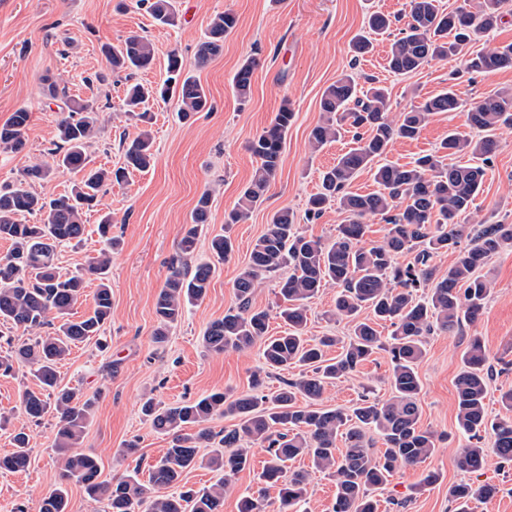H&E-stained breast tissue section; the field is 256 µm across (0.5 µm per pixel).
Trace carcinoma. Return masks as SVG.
<instances>
[{
	"instance_id": "obj_1",
	"label": "carcinoma",
	"mask_w": 512,
	"mask_h": 512,
	"mask_svg": "<svg viewBox=\"0 0 512 512\" xmlns=\"http://www.w3.org/2000/svg\"><path fill=\"white\" fill-rule=\"evenodd\" d=\"M147 6L154 21L174 26L178 16L173 0H138ZM407 22L400 37L391 44L388 68L397 75H413L432 60H451L464 47L493 31L512 10V0H483L477 14L463 7L445 11L438 0H409ZM231 13L215 16L205 39L198 45V59L205 64L224 50V36L236 26ZM392 20L375 12L368 28L376 35L390 33ZM114 73L148 70L154 62V49L143 36L128 37L121 48H102ZM465 72L485 74L512 67V43L488 45L473 51L463 61ZM256 68L253 58L241 64L233 76V89L246 102ZM364 89L346 74L330 84L320 102L321 121L308 138L312 150L334 140L339 128L352 129L354 147L342 154L321 174L320 190L310 197L307 215L319 218L332 202H337L345 219L336 236L323 241L295 228L296 218L284 208L269 220L267 231L253 245L249 259L233 283L237 304L224 317L211 322L202 336L206 351L248 350L260 346L267 374L288 369L294 364L306 372L294 380L283 381L273 397L252 392L228 396L212 393L181 405L162 407L147 399L141 407L154 429L171 436L165 455L149 470L148 483L133 475L112 482L99 480V463L77 451L91 418L94 401L82 399L79 390L59 387L56 366L70 355L73 347L100 335L112 313V290L103 283L110 264L109 237L112 216L104 215L99 224L108 248L90 259L86 268L69 276L56 268V249L79 243L84 236L83 216L94 206L102 189L126 181L130 172L145 170L154 161L150 130H139L122 141L123 165L115 168L90 166L87 152L99 130L98 110L69 94L68 88L53 80L47 90L51 99L61 102L63 117L57 125L59 145L50 152L52 162L35 165L26 179L0 186V240L11 242L10 251L0 257V320L29 335L0 356V371L7 374L14 365L35 367L39 390H29L23 398L26 418L40 420L49 411L57 417L55 447L60 455L61 480L79 482L93 501H105L111 512H220L224 493L234 477L250 465L255 442L265 444L269 456L261 479L278 488L280 512H297L308 493L309 472L288 471L287 463L299 456L309 458L312 467L327 473L336 486L331 512H377L372 493L384 486L401 466H414L429 458L439 436L420 426L419 395L421 380L418 365L425 355L427 336L452 332L463 323L476 322L491 294V286L479 271L489 258L505 247H512V224L480 223L469 227L458 217L470 212L486 176V163L495 153L496 132L512 128V92L497 91L473 103L465 111L464 129L448 131L439 147L418 156L408 165L383 161L395 139L414 140L427 120L435 114L461 111L456 93L445 90L389 120V99L385 88L373 85ZM178 94L180 115L212 107L208 90L196 78L183 72L175 52L168 56L166 77L158 87L131 84L126 89L124 106L148 122V112L140 106L149 98ZM295 117L289 101H284L275 118L249 142L248 150L257 166L242 190L235 208L224 216V223L245 221L264 201V195L280 165L288 128ZM30 112L19 108L0 125V149L19 152L24 146V130ZM469 157L464 164L448 162L452 157ZM372 172L379 190L368 194L348 190L363 171ZM68 171L82 174L72 189L47 199L31 190L29 181L46 179ZM209 193H203L191 217V226L181 237L178 249L183 254L195 251L198 226L207 223ZM38 214L40 222L25 224L21 217ZM380 217L386 234L380 243L367 242L368 221ZM211 251L225 260L234 251L230 235H217L210 241ZM456 254L448 273L437 275L433 259L442 253ZM403 253L413 254L405 264L397 261ZM283 267L288 276L280 281L284 302L280 316L288 323V333L268 335L269 314L252 307L251 300L265 276ZM215 266L204 262L193 269L174 265L154 302L157 327L155 340L161 342L168 329L183 316L185 307L203 300ZM101 280L94 295L91 314L73 319L71 311L84 293L87 278ZM336 286V318L353 324L348 339L325 336L312 344L304 337L307 304L321 288ZM368 310L370 319H360ZM59 320L55 334L40 330ZM384 321L393 327L382 340L374 324ZM340 346L334 358L324 348ZM384 350L392 365V396L382 402L361 395L349 411L318 407L326 387L358 371L376 351ZM491 372L489 355L481 340H469L463 368L455 381L456 419L467 435L459 464L478 471L485 463V447L495 449L503 463H512V389L501 394L509 415L495 420L486 410L487 386ZM303 398L306 405L298 404ZM216 415L232 416L237 423L219 432L207 427ZM382 435L387 448L380 456L371 451L369 432ZM344 438L345 448L336 446ZM14 450L0 456V470L22 471L29 465V436L19 430ZM218 442L219 450L203 458L198 448ZM205 466L223 473V478L204 491L191 489L177 494L161 490L176 485L187 469ZM492 485L474 487L460 482L450 487L454 512H468L477 496L491 498ZM67 512V489L60 485L40 498L31 508L18 512Z\"/></svg>"
}]
</instances>
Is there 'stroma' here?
I'll list each match as a JSON object with an SVG mask.
<instances>
[{"label":"stroma","instance_id":"stroma-1","mask_svg":"<svg viewBox=\"0 0 512 512\" xmlns=\"http://www.w3.org/2000/svg\"><path fill=\"white\" fill-rule=\"evenodd\" d=\"M406 3L176 0L178 24L172 28L157 25L135 0H0V124L16 109L30 113L22 152L0 151V184L16 182L28 166L49 159L61 117L46 95L49 77L64 81L71 95L99 108L100 133L88 149L93 166L121 162L120 140L135 134L136 121L123 107L128 82L124 74L110 73L102 45L121 46L132 34L146 37L154 48V63L138 74L141 82L162 81L169 54L177 53L186 72L208 89L213 105L212 111L182 120L176 98L149 101L154 166L131 172L126 182L106 187L83 217L82 244L57 249L60 274L84 268L103 246L98 233L101 217L111 215L112 233L120 239L108 273L111 318L101 336L75 347L58 367L62 385L79 388L95 401L80 450L97 457L101 480L109 482L131 473L147 480L149 467L168 448V436L155 432L141 412L146 399L177 404L216 391L238 394L248 391L253 376L260 372L258 349L228 348L211 354L202 347L201 336L209 323L235 306L233 282L275 211L290 209L299 231L325 240L342 223L344 215L335 206L319 218L305 217L308 198L319 190L321 171L350 146L351 136L345 133L319 152L308 147L309 132L322 118L320 99L328 85L349 72L362 80L376 78L388 89L389 113L394 117L450 87L463 109L492 92L512 91V68L471 76L461 72L457 59L430 62L411 76L394 75L386 68L391 44L387 37L377 42L372 53L353 60L351 43L363 31L367 13L379 10L398 15L404 13ZM224 12L234 14L237 25L225 37L223 52L199 64L198 44L211 19ZM249 57L258 66L250 98L243 103L232 90V78ZM97 73L108 75L106 86L89 83V76ZM286 100L296 117L265 200L247 220L225 228V213L235 206L256 167L248 143L271 123ZM463 109L430 117L418 139L394 140L387 150L388 160L405 165L436 149L449 129L463 126ZM497 140L472 211L461 218L464 224L481 219L512 224V128L499 130ZM206 190L211 193L208 222L189 262L211 260V238L226 231L235 241V251L228 260L216 263L205 299L189 306L182 320L170 328L166 341L157 343L153 340L155 296L166 281L197 200ZM482 273L491 281L492 291L477 322L428 336L418 366L420 424L442 434L443 439L431 457L397 470L375 492L378 512H454L448 489L462 481L476 486L489 483L499 489L493 498L472 500L470 512H512V467L500 466L491 452L482 471L470 473L459 465L467 438L456 421L455 380L472 337L484 342L494 367L486 399L490 418L503 416L500 396L512 389V249L494 254ZM335 299L336 289L329 286L311 300L305 329L310 340L349 334L350 324L333 314ZM390 374L388 355L377 352L358 372L328 386L321 405L348 408L364 393L388 399ZM36 387L28 367L0 374V414L10 418L0 428V455L12 451V434L22 427L29 435L31 459L26 471H0V512L34 505L61 481L55 416L48 414L35 422L22 413L24 393ZM132 441L138 445L135 455H124L126 444ZM251 456L250 468L235 476L225 494L223 512H238L243 494L261 496L263 512H279L276 488L259 478L267 459L264 448L253 445ZM431 471L439 479L425 483Z\"/></svg>","mask_w":512,"mask_h":512}]
</instances>
